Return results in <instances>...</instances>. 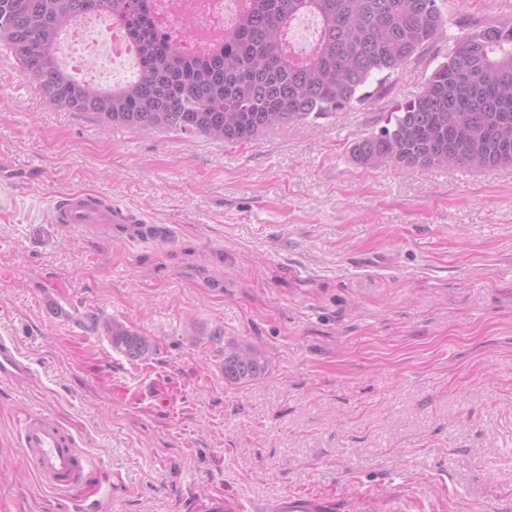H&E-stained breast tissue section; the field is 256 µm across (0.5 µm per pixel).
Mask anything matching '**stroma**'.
Wrapping results in <instances>:
<instances>
[{
  "label": "stroma",
  "mask_w": 512,
  "mask_h": 512,
  "mask_svg": "<svg viewBox=\"0 0 512 512\" xmlns=\"http://www.w3.org/2000/svg\"><path fill=\"white\" fill-rule=\"evenodd\" d=\"M444 34L345 112L245 145L145 134L49 105L0 48V512H512V168L367 169L351 157L418 94L462 29L506 0H438ZM99 191L168 227H53ZM148 336L116 351L107 323ZM268 359L224 379L228 343ZM53 414L84 495L18 444ZM30 367L11 342L0 341V383L30 378Z\"/></svg>",
  "instance_id": "stroma-1"
}]
</instances>
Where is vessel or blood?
I'll return each mask as SVG.
<instances>
[{
	"label": "vessel or blood",
	"instance_id": "vessel-or-blood-1",
	"mask_svg": "<svg viewBox=\"0 0 512 512\" xmlns=\"http://www.w3.org/2000/svg\"><path fill=\"white\" fill-rule=\"evenodd\" d=\"M46 222L49 225H72L93 233L112 224H133L139 232L162 235L161 227L148 224L144 216L114 204L105 195L69 192L57 195ZM30 367L15 346L0 341V383L29 379ZM19 446L23 459L47 487L63 493L80 494L78 473L87 461L74 437L59 420L47 413H34L25 421Z\"/></svg>",
	"mask_w": 512,
	"mask_h": 512
}]
</instances>
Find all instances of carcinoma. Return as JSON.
Returning <instances> with one entry per match:
<instances>
[{"instance_id": "cac0c4a2", "label": "carcinoma", "mask_w": 512, "mask_h": 512, "mask_svg": "<svg viewBox=\"0 0 512 512\" xmlns=\"http://www.w3.org/2000/svg\"><path fill=\"white\" fill-rule=\"evenodd\" d=\"M105 13L125 27L139 69L112 88L82 81L59 64L61 36L85 16ZM154 0H0V46L47 102L144 133L176 131L215 141H251L342 112L373 81L433 44L448 23L437 0H243L224 40L194 54L158 34ZM304 16L319 25L314 49L299 55L287 38ZM362 167H512V22L476 27L454 41L388 125L353 142ZM112 346L136 361L147 337L107 326ZM268 368L258 346L224 349V380L245 384Z\"/></svg>"}]
</instances>
